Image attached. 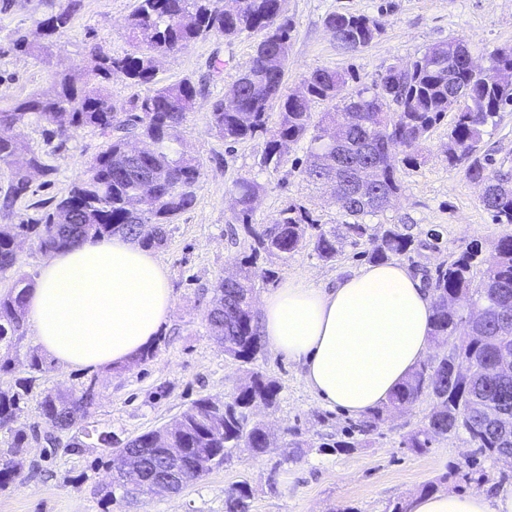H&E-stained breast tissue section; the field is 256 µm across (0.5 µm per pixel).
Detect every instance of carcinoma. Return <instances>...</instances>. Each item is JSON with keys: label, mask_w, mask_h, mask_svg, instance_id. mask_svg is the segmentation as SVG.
Returning <instances> with one entry per match:
<instances>
[{"label": "carcinoma", "mask_w": 512, "mask_h": 512, "mask_svg": "<svg viewBox=\"0 0 512 512\" xmlns=\"http://www.w3.org/2000/svg\"><path fill=\"white\" fill-rule=\"evenodd\" d=\"M76 9L52 7L38 21L43 42L33 44L21 36L18 50L51 56L53 38L67 31ZM325 25L337 46L353 51L368 46L381 33L380 22L370 16L329 14ZM293 21L288 0H140L127 19L131 50L114 56L89 52L90 80L80 82L69 70L55 73L49 88L28 98L0 105V128L45 123L47 141L62 148L82 128L93 127L112 140L84 177L39 219L0 225V275L19 266L17 240L34 236L42 251L68 248L88 238L121 235L144 248L167 245L174 220L196 200L201 165L183 149V131L195 110L202 87L189 78L156 89L152 94L121 102L112 98L108 84L125 78L148 83L158 58L174 55L198 38L217 33L234 39L257 33L250 65L242 71L224 98L213 102L211 130L226 143H236L265 130L268 107L279 102V122L266 141L259 160L262 170L276 172L288 162L290 146L306 144L304 180L325 188L337 178L343 184L340 207L343 231L315 223L305 207L290 203L270 224L254 226L251 216L260 185L241 178L232 194L237 221L254 239L256 254L281 263L309 249L324 262L336 260L345 241L356 245L368 235V220L385 214V199L401 190L398 171L419 164L422 146L431 130L453 113L445 161L448 167L466 163V175L483 186L481 203L497 224L512 225V165L481 154L488 126L499 113L512 108V81L502 83L498 73L512 71V48L491 56L489 72L476 76L467 45L450 40L428 48L401 70L389 67L380 82L348 91L352 77L330 68H317L303 80L302 95L284 83ZM340 101L312 125L313 101ZM13 171L0 207L11 208L29 191L30 171L44 169L39 155L26 152L17 140L0 137V166ZM378 167L377 181L357 194L361 170ZM370 236V235H368ZM368 258L383 262L412 250L415 240L400 224H383L370 236ZM474 244L450 263L441 265L432 287L431 340L449 351L420 364L380 409L350 426L344 438L323 448L347 453L359 445L355 433L377 430L383 414L403 412L422 397L432 408L422 425L410 432L405 445L417 453L433 441L460 432L472 444L464 465L481 458L512 457V375L497 373L500 349L512 347V235L498 240L488 259H481ZM253 262L241 263L233 280H220L206 315L208 329L224 347V354L242 365L253 363L263 351L254 322L252 294L256 271ZM478 287H472L475 270ZM31 279L20 276L0 294V373L12 371L17 342L23 337L26 297ZM45 359L27 356L28 376L0 389V491L17 486L25 463L22 449L31 442L51 448H81L71 435L83 429L94 404V384L80 390L36 391L37 374ZM279 385L259 371H250L232 397L217 408L208 396L194 401L180 415L179 426L150 430L125 442L111 434L98 437L115 469L112 481L96 490L109 504L150 494V485L168 477L171 463L165 448H182L185 482L197 480L224 462L235 448L253 455L265 452L268 435L264 423L252 416L253 406L274 405ZM35 401L45 430L21 422L22 406ZM251 490L241 483L225 492L224 512H250Z\"/></svg>", "instance_id": "obj_1"}]
</instances>
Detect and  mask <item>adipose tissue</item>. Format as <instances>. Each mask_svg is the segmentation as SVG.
<instances>
[{
    "label": "adipose tissue",
    "instance_id": "adipose-tissue-1",
    "mask_svg": "<svg viewBox=\"0 0 512 512\" xmlns=\"http://www.w3.org/2000/svg\"><path fill=\"white\" fill-rule=\"evenodd\" d=\"M433 299L407 265L370 264L326 288L290 280L262 300L261 332L323 404L353 417L385 403L429 349ZM173 309L167 273L120 237L53 253L26 310L41 349L66 368L119 366L151 347ZM408 512H512V491L414 496Z\"/></svg>",
    "mask_w": 512,
    "mask_h": 512
}]
</instances>
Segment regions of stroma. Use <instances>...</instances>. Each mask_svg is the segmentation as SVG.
I'll use <instances>...</instances> for the list:
<instances>
[{
    "label": "stroma",
    "instance_id": "stroma-1",
    "mask_svg": "<svg viewBox=\"0 0 512 512\" xmlns=\"http://www.w3.org/2000/svg\"><path fill=\"white\" fill-rule=\"evenodd\" d=\"M13 2L11 9H0V98L45 90L56 71L85 68L91 47L116 55L130 48L125 21L137 0H79L70 29L57 37L46 61L12 46L15 30L36 38L37 22L48 11L45 0ZM333 12L376 18L382 32L368 47L344 52L324 24ZM288 13L294 28L285 85L292 92L319 67L352 73L358 86L372 85L389 66L410 62L426 48L451 38L465 40L484 69L489 68L494 49L512 47V0H288ZM259 39L256 33L232 40L211 34L160 59L153 82L117 79L110 85L113 98L126 102L188 76L210 78L208 96L198 100L186 123V149L202 163L196 200L176 219L167 247L154 252L168 271L173 295V312L160 331L156 355L105 370L67 369L50 358L39 376L43 389L95 383L97 396L86 420L88 428L132 438L171 424L200 397L221 400L239 385L243 367L224 354L205 322L215 282L233 271L252 243L245 231L229 233L237 224L231 194L236 180L248 177L261 186L254 224L271 223L291 200L311 210L320 223L332 226L343 220L339 204L311 189L295 168V160L306 157L304 146L291 147L289 164L269 173L259 167L266 134L228 146L209 129L213 98L223 95L249 65ZM217 59L223 62L218 73L212 69ZM449 133V121H442L425 142L419 165L401 168V194L381 218L385 224H408L416 247L400 261L427 284L435 280L440 264L471 242L481 243L488 253L501 237L512 234V225L494 223L483 209L481 190L466 178L463 167H448L444 152ZM14 135L42 155L46 169L32 173L27 196L10 210L0 209L2 225L52 210L110 143L99 131L85 128L57 151L46 143L42 125L35 123ZM370 249L364 239L344 244L332 262L309 251L283 265L258 261V268L273 267L275 276L270 281L258 279L255 296L263 298L291 278L333 285L368 265ZM252 367L281 387L276 406L259 411L273 440L264 454L254 457L239 450L180 493H158L108 507L92 493L96 484L110 479L95 439H87L74 453L34 443L24 451L31 466L24 469L21 484L0 492V512H224L225 491L241 482L251 488V512H391L395 504L406 503L431 484L440 491L497 494L503 489L502 473L512 471L510 464L489 460L472 478L456 472V465L471 452L461 433L438 439L421 453L405 448V436L420 426L430 410L427 397L407 413L384 419L353 451H331L326 441L340 434L350 416L325 406L308 389L296 364L271 348H264Z\"/></svg>",
    "mask_w": 512,
    "mask_h": 512
}]
</instances>
